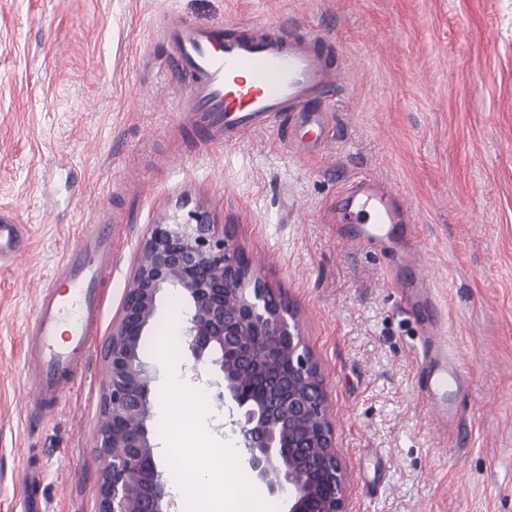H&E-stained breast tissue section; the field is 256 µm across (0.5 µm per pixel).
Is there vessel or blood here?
Listing matches in <instances>:
<instances>
[{
    "mask_svg": "<svg viewBox=\"0 0 512 512\" xmlns=\"http://www.w3.org/2000/svg\"><path fill=\"white\" fill-rule=\"evenodd\" d=\"M165 37L173 48L171 65L190 77V111L202 126L223 130L225 142L281 126L290 112L310 140L323 139L344 73L320 40L273 22L229 33L220 26L198 28L178 16L168 17ZM334 210L337 223L352 225L355 243L380 252L393 249L396 228L413 221L392 186L370 178L352 181L337 196ZM111 254L112 243L101 227L90 229L41 292L28 340V367L39 401L52 402L101 320L98 281ZM460 381L457 363L438 353L427 362L419 393L443 419L445 398L458 390Z\"/></svg>",
    "mask_w": 512,
    "mask_h": 512,
    "instance_id": "vessel-or-blood-1",
    "label": "vessel or blood"
}]
</instances>
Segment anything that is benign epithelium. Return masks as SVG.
Instances as JSON below:
<instances>
[{"label": "benign epithelium", "instance_id": "7a95c632", "mask_svg": "<svg viewBox=\"0 0 512 512\" xmlns=\"http://www.w3.org/2000/svg\"><path fill=\"white\" fill-rule=\"evenodd\" d=\"M188 303L187 349L222 379L249 477L288 512H344L345 474L326 415L318 363L290 305L218 233L204 211L150 226L104 347L109 383L97 448V512H169L171 493L150 438V370L139 357L160 294Z\"/></svg>", "mask_w": 512, "mask_h": 512}]
</instances>
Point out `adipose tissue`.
<instances>
[{"instance_id": "adipose-tissue-1", "label": "adipose tissue", "mask_w": 512, "mask_h": 512, "mask_svg": "<svg viewBox=\"0 0 512 512\" xmlns=\"http://www.w3.org/2000/svg\"><path fill=\"white\" fill-rule=\"evenodd\" d=\"M212 469L199 454L186 456L171 470V486L181 512H268L259 494L236 467L225 469L220 483H213Z\"/></svg>"}]
</instances>
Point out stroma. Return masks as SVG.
<instances>
[{"label": "stroma", "mask_w": 512, "mask_h": 512, "mask_svg": "<svg viewBox=\"0 0 512 512\" xmlns=\"http://www.w3.org/2000/svg\"><path fill=\"white\" fill-rule=\"evenodd\" d=\"M172 14L321 36L345 68L332 142L303 150L267 129L225 145L193 130L167 65ZM363 174L415 215L403 241L419 249L465 377L447 399L450 428L417 389L424 337L396 286L414 267L353 247L333 221L331 201ZM182 201L296 311L345 512H512V0H0V214L27 228L0 257V512H20L30 473L36 512H96L103 347L150 225ZM111 208L125 220L112 227L103 315L49 416L31 395L26 332L67 250ZM185 310L163 293L142 338L164 474L187 455L191 422L216 467L233 436L216 373L186 348ZM174 376L187 390L167 407Z\"/></svg>", "instance_id": "obj_1"}]
</instances>
